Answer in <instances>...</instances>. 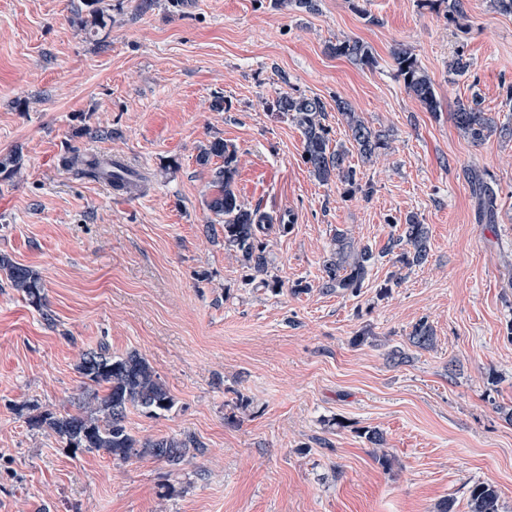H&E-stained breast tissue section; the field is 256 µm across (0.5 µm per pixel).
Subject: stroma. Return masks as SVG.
Segmentation results:
<instances>
[{
    "label": "stroma",
    "instance_id": "stroma-1",
    "mask_svg": "<svg viewBox=\"0 0 512 512\" xmlns=\"http://www.w3.org/2000/svg\"><path fill=\"white\" fill-rule=\"evenodd\" d=\"M107 2L90 34L85 0H0V156L23 162L0 174V252L39 273L56 318L0 275V512H468L479 483L512 512V138L476 145L452 120L476 92L512 125V16L490 0H465L459 23L446 0ZM352 38L374 66L330 53ZM401 47L436 111L398 79ZM284 93L324 101L332 145L348 143L340 99L388 135L378 158L349 155L361 192L310 174L299 127L268 108ZM216 138L237 152L241 202L291 223L261 236L277 289L204 205L196 156ZM75 152L148 181L129 194L76 177ZM473 172L497 193L494 223L478 220ZM410 215L429 230L411 269L385 252ZM340 233L379 256L354 294L322 286ZM422 320L429 349L409 340ZM103 343L138 351L175 401L131 411L132 431L191 434L202 453L176 470L120 462L28 427L24 409L72 410L75 362Z\"/></svg>",
    "mask_w": 512,
    "mask_h": 512
}]
</instances>
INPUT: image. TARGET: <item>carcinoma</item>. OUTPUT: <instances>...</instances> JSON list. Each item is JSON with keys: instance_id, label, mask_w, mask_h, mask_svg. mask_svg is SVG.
<instances>
[{"instance_id": "obj_1", "label": "carcinoma", "mask_w": 512, "mask_h": 512, "mask_svg": "<svg viewBox=\"0 0 512 512\" xmlns=\"http://www.w3.org/2000/svg\"><path fill=\"white\" fill-rule=\"evenodd\" d=\"M330 50L361 65L375 63L371 47L357 39L338 41L330 46ZM395 60L407 91L429 111H436L433 82L418 66L416 57L409 49L401 48L396 52ZM482 104L478 93L457 103L453 121L460 133L474 144L482 143L495 132L505 136L511 134L512 129L498 126ZM273 108L280 115L291 118L301 129L304 162L319 182L327 184L336 179L349 193L358 188L357 169L349 162L350 149L330 146L329 129L323 123L325 106L319 97L286 93L276 98ZM336 109L346 123L350 143L360 158L368 160L388 148V137L369 127L348 104L338 100ZM215 157L223 159V164L212 166ZM196 162L202 169L210 171L213 192L205 199V206L224 225V243L233 248L242 266L259 274L266 273L265 246L257 233L273 228L285 233L290 225L275 226L271 217L242 204L234 189L237 152L228 148L224 140L210 141L197 155ZM65 166L126 193L140 183L138 174L122 164L114 166L112 160L106 158L73 156L65 160ZM471 183L479 196V220L490 224L496 209V193L475 173L471 175ZM399 246L402 251L398 262L403 266L410 268L426 263L428 230L413 215L406 219L401 233L390 240L388 250ZM375 259L370 247H357L345 235L337 234L336 251L324 266L325 288L336 292H358ZM0 273L6 274L10 286L30 306L43 310L44 288L35 271L3 253L0 254ZM409 340L416 347L428 349L434 345V330L427 321L421 320L413 326ZM76 369L84 380L76 411H44L29 416L27 423L30 427L52 431L68 448L95 450L119 461L151 456L172 469L184 462L190 450L199 448L198 442L191 437L141 438L128 427L127 416L132 408L146 415H156L174 406L173 397L140 354L114 355L101 346L82 352ZM468 509L469 512H499V495L495 487L485 483L475 485L470 491Z\"/></svg>"}]
</instances>
